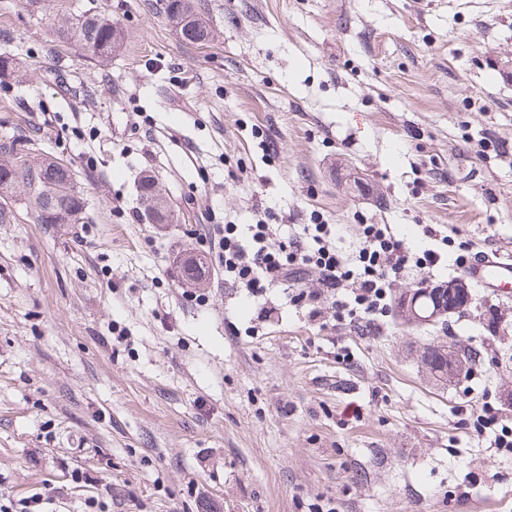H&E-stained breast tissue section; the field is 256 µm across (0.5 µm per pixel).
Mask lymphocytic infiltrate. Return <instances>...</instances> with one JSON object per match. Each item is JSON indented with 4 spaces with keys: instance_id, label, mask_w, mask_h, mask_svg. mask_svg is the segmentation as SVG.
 Returning a JSON list of instances; mask_svg holds the SVG:
<instances>
[{
    "instance_id": "1",
    "label": "lymphocytic infiltrate",
    "mask_w": 512,
    "mask_h": 512,
    "mask_svg": "<svg viewBox=\"0 0 512 512\" xmlns=\"http://www.w3.org/2000/svg\"><path fill=\"white\" fill-rule=\"evenodd\" d=\"M255 214L256 221L243 229L214 224L203 231L224 269L225 282L260 298L285 284L290 275L316 269L320 289L295 297L313 315L327 297L337 320L376 327L387 309L392 285L407 265L430 268L441 260L433 249L413 252L384 224L363 225L359 249L348 257L333 244L332 225L304 224L288 238L271 225V211L259 208Z\"/></svg>"
}]
</instances>
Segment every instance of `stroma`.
<instances>
[{"label":"stroma","mask_w":512,"mask_h":512,"mask_svg":"<svg viewBox=\"0 0 512 512\" xmlns=\"http://www.w3.org/2000/svg\"><path fill=\"white\" fill-rule=\"evenodd\" d=\"M184 43L161 0H0V138L55 158L85 200L40 224L0 197V492L52 512H512V289L446 324L310 316L251 301L209 263L205 224H387L418 249L512 256V0H195ZM126 40L98 62L55 30L86 10ZM174 207L145 219L138 182ZM359 179L350 194L345 177ZM432 235H425V228ZM479 355L436 382L424 348ZM484 415H480L477 430L482 432L483 429H490L491 427H500V433L496 436L495 443L500 448L512 447V428L509 427L504 420L499 417L498 413L489 408H483Z\"/></svg>","instance_id":"stroma-1"}]
</instances>
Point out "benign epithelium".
Returning <instances> with one entry per match:
<instances>
[{
    "mask_svg": "<svg viewBox=\"0 0 512 512\" xmlns=\"http://www.w3.org/2000/svg\"><path fill=\"white\" fill-rule=\"evenodd\" d=\"M179 267L190 280L196 281L205 275L207 260L203 255L194 253L180 260ZM456 297L464 299L465 307L474 301L467 281L461 277L435 285L407 288L398 298V316L409 327L443 324L450 315L460 312L458 304L454 302ZM438 349L448 356V360L442 359L435 365L434 376L437 380L455 381L465 376L467 365L459 361L456 345L450 342L438 346Z\"/></svg>",
    "mask_w": 512,
    "mask_h": 512,
    "instance_id": "benign-epithelium-1",
    "label": "benign epithelium"
}]
</instances>
